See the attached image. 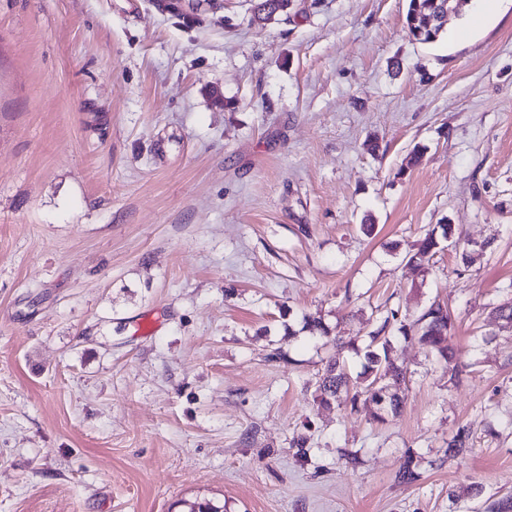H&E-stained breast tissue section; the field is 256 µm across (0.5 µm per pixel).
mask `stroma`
<instances>
[{
  "instance_id": "obj_1",
  "label": "stroma",
  "mask_w": 512,
  "mask_h": 512,
  "mask_svg": "<svg viewBox=\"0 0 512 512\" xmlns=\"http://www.w3.org/2000/svg\"><path fill=\"white\" fill-rule=\"evenodd\" d=\"M254 3L0 0V512L512 494V0H464L430 44L407 0H292L262 26ZM440 224L469 261L409 264ZM435 302L460 382L399 339L398 414L315 402L377 317ZM461 426L473 453L441 462Z\"/></svg>"
}]
</instances>
